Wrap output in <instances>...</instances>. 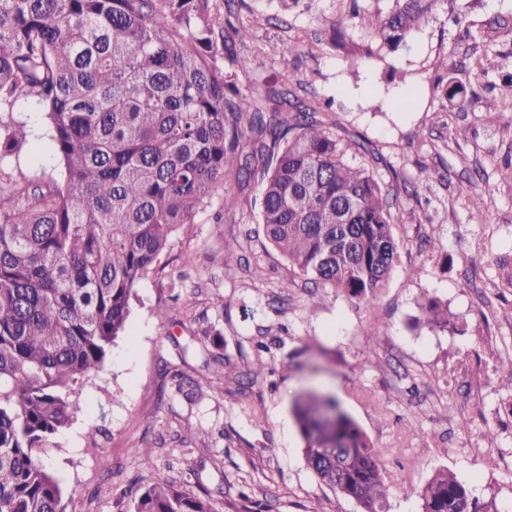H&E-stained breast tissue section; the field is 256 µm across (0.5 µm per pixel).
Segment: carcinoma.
I'll use <instances>...</instances> for the list:
<instances>
[{"instance_id": "cac0c4a2", "label": "carcinoma", "mask_w": 512, "mask_h": 512, "mask_svg": "<svg viewBox=\"0 0 512 512\" xmlns=\"http://www.w3.org/2000/svg\"><path fill=\"white\" fill-rule=\"evenodd\" d=\"M237 0H0V175L45 115L61 176L0 192V512H65L36 449L79 410L77 387L126 330L139 282L196 209L237 174L260 179L259 224L291 271L374 303L400 252L387 190L290 91L266 110L234 89L250 27L224 26ZM349 0L332 23L395 50L437 0ZM485 45L509 44L512 15L489 19ZM413 325L456 327L431 298ZM295 418L308 468L359 512H387L369 438L335 397L306 392ZM421 512H497L452 472L419 490ZM131 512H214L208 495L157 477Z\"/></svg>"}]
</instances>
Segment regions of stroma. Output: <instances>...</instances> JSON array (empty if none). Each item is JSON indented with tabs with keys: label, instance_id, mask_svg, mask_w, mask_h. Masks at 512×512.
Returning a JSON list of instances; mask_svg holds the SVG:
<instances>
[{
	"label": "stroma",
	"instance_id": "35a3bbf8",
	"mask_svg": "<svg viewBox=\"0 0 512 512\" xmlns=\"http://www.w3.org/2000/svg\"><path fill=\"white\" fill-rule=\"evenodd\" d=\"M345 9V0H241L231 21L252 28L236 47L252 64L237 85L264 102L290 90L319 107L343 143L367 147L366 165L400 216V262L387 287L368 305L293 277L258 222L259 184L235 187L230 213L216 191L192 233L173 238L140 281L124 334L80 390L79 412L39 451L66 512H129L160 474L209 491L216 512L257 503L264 512H355L303 458L293 403L309 389L335 394L370 437L389 512H420L416 491L441 468L499 512L512 507V292L495 263L512 255V180L501 176L512 124L486 121L512 103V91L474 78L478 52L465 37L512 14V0H437L428 23L394 51L358 28L332 41L330 24ZM290 41L299 51L287 60ZM452 79L466 88L465 110L445 96ZM402 86L405 108L375 109L373 96ZM57 172L35 141L0 187ZM233 239L240 248L228 261L224 243ZM187 253L195 267L183 266ZM429 297L447 303L456 330L413 328ZM209 324L233 378L215 377L207 352L189 344ZM377 324L384 335H373ZM258 360L264 372L249 375ZM189 381L193 404L177 390ZM187 426L193 435L183 444L177 435ZM142 448L151 456H139Z\"/></svg>",
	"mask_w": 512,
	"mask_h": 512
}]
</instances>
